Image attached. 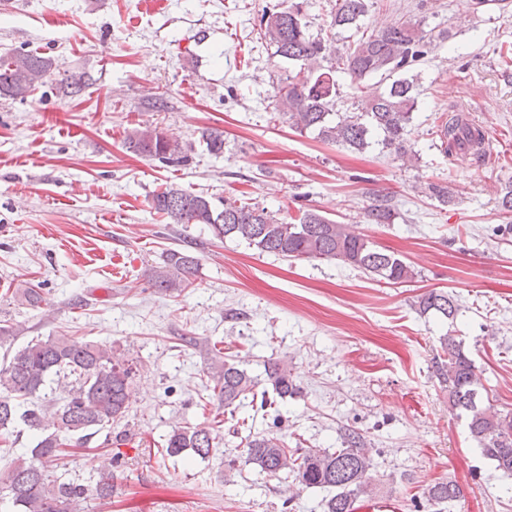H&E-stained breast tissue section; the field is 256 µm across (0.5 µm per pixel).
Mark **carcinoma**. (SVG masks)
Returning a JSON list of instances; mask_svg holds the SVG:
<instances>
[{
    "label": "carcinoma",
    "mask_w": 512,
    "mask_h": 512,
    "mask_svg": "<svg viewBox=\"0 0 512 512\" xmlns=\"http://www.w3.org/2000/svg\"><path fill=\"white\" fill-rule=\"evenodd\" d=\"M306 0H281L265 7L258 20L260 39L274 48L273 56L299 66L275 88L274 109L299 132H314L323 142L364 152L374 146L411 162L415 154L406 149L408 125L418 105L414 80L405 72L419 64L448 38V32L429 36L417 23L389 22L367 31L364 18L371 0H336L330 27L335 32L324 39L309 32ZM55 62L37 53L0 55V96L21 101L47 83ZM351 82L373 76L387 82L384 91L362 99L357 111H336L339 84L336 75ZM208 152L224 150V133L211 128L200 132ZM482 130L454 118L441 125L444 153L471 150L483 153ZM130 152L179 163L184 147L156 128L134 129L126 138ZM150 207L172 224H203L218 239L237 237L259 252L295 259L337 260L392 283L415 278L413 268L371 239L357 234L315 210L302 212L298 222L288 223L257 203L227 200L216 203L173 184L154 192ZM394 213L383 200L367 206L365 221L389 224ZM197 257L169 249L163 265L145 271L148 282L162 292H182L194 284ZM420 311H434L452 319L458 311L454 297L429 291L418 301ZM441 353L433 364L435 377L448 385V407L468 417L471 436L482 455L496 468L512 473V416H501L481 406L470 405V393L479 389L480 374L461 342L446 335L439 338ZM267 384L284 400L300 394V387L277 361L264 364ZM133 368L112 355V347L74 336L33 338L18 348L0 367V432L12 434L23 424L34 446L13 459L0 475V508L4 512H85L88 498L112 499L117 475L102 470L81 478L59 465L66 447H84L96 434L126 416L128 389ZM208 382L215 399L229 412L259 385L258 378L238 364L214 353ZM213 424L186 426L172 431L161 456H179L189 450L205 460L216 448ZM245 463L270 477H291L306 488L328 489L323 512H354L357 498L370 487L372 458L364 437L351 430L344 447L333 452L313 448H289L275 438L256 434L246 438ZM428 506L454 502L462 497L459 485L438 482L423 492Z\"/></svg>",
    "instance_id": "carcinoma-1"
}]
</instances>
